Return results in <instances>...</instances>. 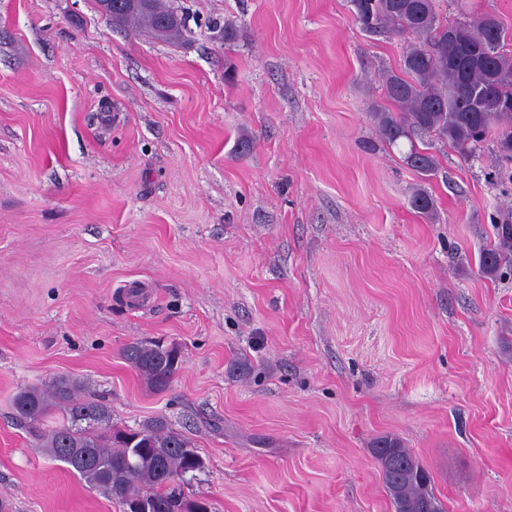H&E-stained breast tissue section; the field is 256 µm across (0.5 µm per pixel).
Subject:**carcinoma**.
Instances as JSON below:
<instances>
[{
    "instance_id": "obj_1",
    "label": "carcinoma",
    "mask_w": 512,
    "mask_h": 512,
    "mask_svg": "<svg viewBox=\"0 0 512 512\" xmlns=\"http://www.w3.org/2000/svg\"><path fill=\"white\" fill-rule=\"evenodd\" d=\"M129 0H112L105 12L112 22L131 26L162 40L184 36L182 18L167 0H149L143 10L128 7ZM350 13L368 35L396 34L413 39L400 67L380 75L385 104L370 113L382 140L390 146L409 143L404 162L423 177L439 165L435 153L419 148L415 139L429 136L463 155L473 153L493 134L498 159L512 164V54L503 51L506 32L498 18L478 19L462 13L454 21L442 20L437 0H349ZM466 33L464 44L455 42V28ZM491 73L507 79L500 85L502 111H478L473 93ZM411 206L431 217L435 200L418 184L411 190ZM493 242L479 254L480 272L492 279L512 274V210L491 218ZM175 346L161 341H134L123 351L147 389L166 391L176 373ZM80 381L58 376L45 386H31L15 394V419L50 459L66 464L86 486L122 507L152 501L159 512L178 505L175 484L180 475L202 462L190 450L192 442L162 415L144 420L135 429L112 424L105 398L83 395ZM56 409L61 416L53 426L45 419ZM371 452L381 467L385 489L397 487L410 500H418L424 487H432V474L399 439L382 436Z\"/></svg>"
}]
</instances>
